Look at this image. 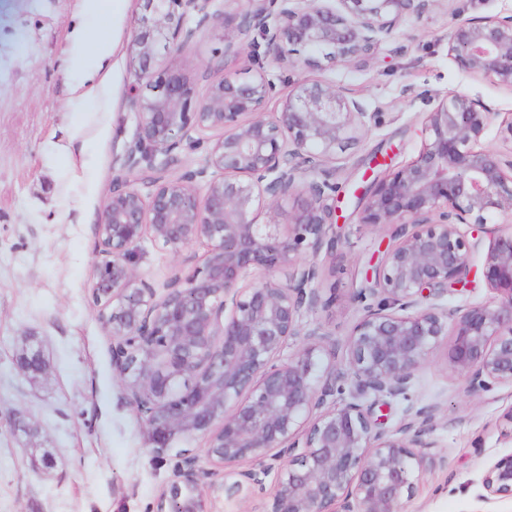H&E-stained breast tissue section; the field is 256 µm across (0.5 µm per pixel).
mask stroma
I'll use <instances>...</instances> for the list:
<instances>
[{
  "label": "stroma",
  "instance_id": "1",
  "mask_svg": "<svg viewBox=\"0 0 512 512\" xmlns=\"http://www.w3.org/2000/svg\"><path fill=\"white\" fill-rule=\"evenodd\" d=\"M79 9L80 0H0V411L19 413L28 425L19 431L0 423V512H152L173 473L172 461L151 453L123 397L112 338L90 290L103 205L137 127L130 94L138 80L126 48L145 4L132 0L113 22L120 51L103 104L74 93L66 70ZM511 13L512 0H450L447 9L406 17L364 60L322 68L268 63L281 91L318 77L351 89L381 115L342 155L340 241L324 261L322 303L306 316L337 339L361 315L354 288L391 242L389 233L358 224L352 187L375 163L394 170L410 162L426 113L454 92L482 99L494 113L486 145L512 150L500 135L512 120V91L468 76L448 55L456 20ZM223 51V22H211L171 64L201 93L212 77L207 62ZM28 348L42 352L43 375L20 371ZM409 402L439 405L430 438L449 461L447 472L428 476L410 512H473L469 484L484 458L512 449L496 427L512 389L469 392L442 347L416 374L409 400L386 399L385 430L402 424ZM32 447L47 450L55 467L33 464Z\"/></svg>",
  "mask_w": 512,
  "mask_h": 512
}]
</instances>
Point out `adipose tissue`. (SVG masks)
<instances>
[{"instance_id":"ef3b65f1","label":"adipose tissue","mask_w":512,"mask_h":512,"mask_svg":"<svg viewBox=\"0 0 512 512\" xmlns=\"http://www.w3.org/2000/svg\"><path fill=\"white\" fill-rule=\"evenodd\" d=\"M128 7L129 0H82L68 64L72 76L90 78L105 70L117 52V44L108 32L95 30L94 25L123 15Z\"/></svg>"}]
</instances>
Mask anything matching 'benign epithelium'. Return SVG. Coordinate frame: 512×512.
<instances>
[{"instance_id": "7a95c632", "label": "benign epithelium", "mask_w": 512, "mask_h": 512, "mask_svg": "<svg viewBox=\"0 0 512 512\" xmlns=\"http://www.w3.org/2000/svg\"><path fill=\"white\" fill-rule=\"evenodd\" d=\"M212 2L145 0L128 45L144 84L131 97L137 130L98 225L90 281L124 398L152 453L175 460L153 512H246L258 496L265 512H408L427 475L448 469V455L429 452L435 407L407 405V422L387 433L364 398H408L441 346L470 391L512 388V227L499 223L512 219V154L483 144L492 112L480 99L455 93L426 113L417 156L355 195L358 223L390 230L393 244L354 289L362 315L336 341L303 323L321 303L320 255L336 250L332 163L380 113L311 78L268 113L281 91L265 62L283 60L285 41L308 62L360 60L443 0H242L199 99L179 71L155 68L194 36L188 15L213 19ZM245 55L252 65L239 70ZM448 56L512 91V14L454 23ZM206 130L219 137L202 166L167 174L173 151ZM473 227L488 239L483 275L498 299L450 310L441 300L466 283L482 244ZM146 240L180 263L161 290L133 261ZM19 366L45 371L37 350ZM196 438L201 456L182 447ZM475 500L512 501V452L488 460Z\"/></svg>"}]
</instances>
